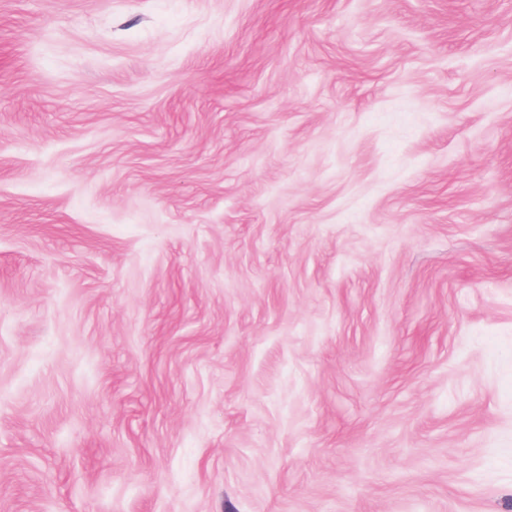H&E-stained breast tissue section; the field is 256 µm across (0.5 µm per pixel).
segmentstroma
I'll return each mask as SVG.
<instances>
[{
    "instance_id": "35a3bbf8",
    "label": "stroma",
    "mask_w": 512,
    "mask_h": 512,
    "mask_svg": "<svg viewBox=\"0 0 512 512\" xmlns=\"http://www.w3.org/2000/svg\"><path fill=\"white\" fill-rule=\"evenodd\" d=\"M0 512H512V0H0Z\"/></svg>"
}]
</instances>
